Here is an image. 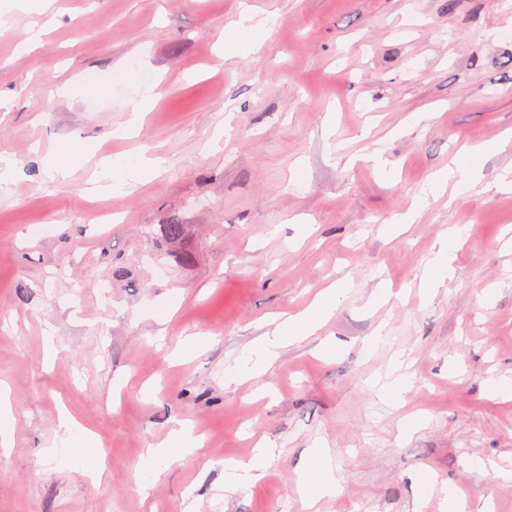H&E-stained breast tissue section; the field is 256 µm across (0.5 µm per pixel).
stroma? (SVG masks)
<instances>
[{"mask_svg":"<svg viewBox=\"0 0 512 512\" xmlns=\"http://www.w3.org/2000/svg\"><path fill=\"white\" fill-rule=\"evenodd\" d=\"M446 3L56 0L26 54L39 17H12L0 31V156L16 163L0 187V383L16 423L0 512H303L297 485L318 444L342 491L316 512H413L431 478L512 512L498 477L512 471V398L486 395L488 379L512 380V191L431 196L403 234L379 231L463 146L498 145L480 185L512 154V0ZM246 5L272 24L260 50L226 56ZM151 80L154 105L128 129L126 103ZM75 139L94 156L51 178L48 160ZM142 144L158 172L94 192L103 163ZM376 149L396 179L367 162ZM174 215L191 227L189 266L150 260L161 245L140 233ZM451 224L454 275L425 294ZM340 279L350 291L330 321L263 377L225 387L268 320ZM380 328L386 343L367 346ZM192 336L202 352L172 361ZM328 339L336 357L321 353ZM400 352L410 387L394 406L372 382ZM62 410L99 438L100 480L51 453ZM415 414L422 428L402 434ZM174 418L201 426L204 446L144 479L143 452ZM259 438L275 459L225 496V463Z\"/></svg>","mask_w":512,"mask_h":512,"instance_id":"35a3bbf8","label":"stroma"}]
</instances>
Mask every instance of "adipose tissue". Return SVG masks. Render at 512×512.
<instances>
[{
    "instance_id": "obj_1",
    "label": "adipose tissue",
    "mask_w": 512,
    "mask_h": 512,
    "mask_svg": "<svg viewBox=\"0 0 512 512\" xmlns=\"http://www.w3.org/2000/svg\"><path fill=\"white\" fill-rule=\"evenodd\" d=\"M492 145L480 144L467 147V161L454 162L452 166L436 172L431 178L432 193L447 188L468 189L476 184L475 159L491 154ZM158 162L148 150H140L135 161L119 158L103 172L108 188L121 189L134 182H142L154 175ZM461 244L457 225H450L438 242V249L425 265L420 286L430 293L440 288L453 275L451 265L454 252ZM348 288L341 281L321 291L304 311L280 318L261 336L252 352L224 370L225 385H237L247 379L265 374L290 345L314 335L335 314L336 304ZM202 442L181 421L174 422L167 435L160 441L148 444L143 455L146 470H153L163 461H174L196 452ZM275 450L266 441H259L255 454L248 460L228 464L224 469V490L235 493L260 480L274 457ZM300 495L306 512H312L324 497L336 495L340 490L336 466L329 451L315 448L309 456V465L299 480Z\"/></svg>"
}]
</instances>
